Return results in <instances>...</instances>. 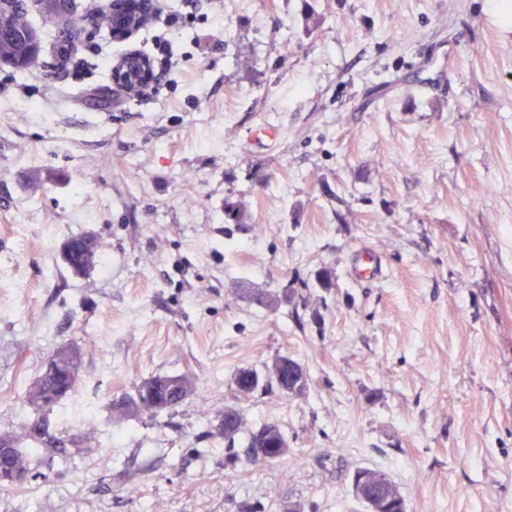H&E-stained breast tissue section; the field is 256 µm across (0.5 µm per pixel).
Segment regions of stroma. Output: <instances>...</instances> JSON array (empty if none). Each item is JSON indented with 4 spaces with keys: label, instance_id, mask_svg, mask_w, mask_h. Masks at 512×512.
I'll use <instances>...</instances> for the list:
<instances>
[{
    "label": "stroma",
    "instance_id": "obj_1",
    "mask_svg": "<svg viewBox=\"0 0 512 512\" xmlns=\"http://www.w3.org/2000/svg\"><path fill=\"white\" fill-rule=\"evenodd\" d=\"M29 19L39 61L0 70V434L48 355L81 367L49 414L70 463L0 512H365L363 467L407 512H512V0H160L64 66ZM131 49L161 78L117 97ZM73 235L104 266L73 272ZM283 357L302 387L239 395ZM158 375L181 406L114 409ZM228 407L286 456L228 449ZM144 61V56L137 54L135 51L122 55L112 65V93L114 91L116 95H124L127 91L126 82L130 71L135 72ZM254 452L253 462L282 459L288 444L281 431L273 423L264 424L257 431H252L246 438V447ZM255 448H260L256 452ZM261 455V457H260Z\"/></svg>",
    "mask_w": 512,
    "mask_h": 512
}]
</instances>
